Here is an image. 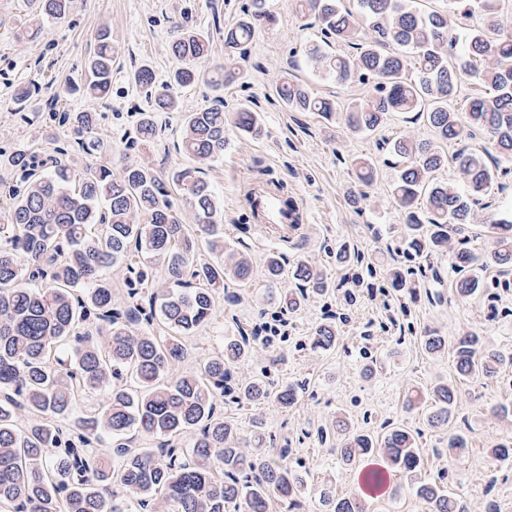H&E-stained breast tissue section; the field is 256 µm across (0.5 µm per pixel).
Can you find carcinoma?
Returning a JSON list of instances; mask_svg holds the SVG:
<instances>
[{
	"mask_svg": "<svg viewBox=\"0 0 512 512\" xmlns=\"http://www.w3.org/2000/svg\"><path fill=\"white\" fill-rule=\"evenodd\" d=\"M31 29L48 18L63 19L70 0H31ZM320 30L356 50L328 57L324 67L338 82L364 85L363 99L343 109L285 80L276 87L283 104L343 121L355 135L380 129L393 112H419L433 139L396 138L391 151L402 160L391 196L406 218L407 250L417 256L448 255L451 266L471 276L451 284L468 297L489 284L483 273L491 265L512 268V223L490 220L484 233L489 251L479 254L455 245L474 209L490 195L497 168L489 163L494 149L512 160V23L499 14L497 0H446L440 9L421 10L415 0H356L352 13L339 0H301ZM271 20L267 0H249L243 16L224 30V53L240 52L256 25ZM176 69L169 84L157 85L143 67L136 83L153 101L140 112L135 142L158 135L154 113L176 109L174 86L200 81L210 39L192 28L170 44ZM115 50L108 31L99 36L88 63L83 93L100 100L111 86ZM480 88L463 111L452 106L462 79ZM51 129L67 131L66 156L104 146L92 139L91 112H51ZM237 128L257 132V116L240 110ZM482 135L491 148H465L448 157L445 147ZM224 111L206 107L184 119L182 151L195 168L168 177L177 196L190 205L197 223L182 222L170 194L154 173L136 163L112 175L110 164H89L82 171L57 158L43 159L25 150L3 154L17 176L3 188L11 205L0 210V512H154L163 496L171 512H271L273 503L292 509L302 484L288 467V449L277 456H246L234 424L217 411L228 395L242 406L274 396L291 406L296 392L272 391L261 378L230 385V367L248 354L249 337L224 340V349L195 372L169 376L173 364L189 354L187 342L211 319L224 293V276L251 279L249 258L224 266L221 207L200 166L224 155ZM453 162L463 186L453 179L435 182L432 173ZM424 207L429 223L420 221ZM221 255L215 262L197 259L200 245ZM125 266V300H112V286L102 269ZM167 288L147 292L158 264ZM266 273L276 282L281 257H266ZM293 275L318 294L330 287L327 274L304 262ZM140 333H134L133 327ZM316 347L336 341V325L318 326ZM426 353L442 350L444 341L431 331L419 337ZM455 380L433 387L428 424L446 426L458 398V384L482 377L494 380L512 357L481 353L479 336L467 333L452 348ZM97 391L94 411L78 410V397ZM35 416L38 421L30 423ZM192 436L191 447L155 450L133 445L131 434ZM336 453L349 464L358 456L382 452L405 475L427 512H466L463 501L435 481L422 477L423 458L412 433L396 428L382 439L346 427L338 434ZM323 512H366L362 502L338 498L330 487L320 491Z\"/></svg>",
	"mask_w": 512,
	"mask_h": 512,
	"instance_id": "obj_1",
	"label": "carcinoma"
}]
</instances>
